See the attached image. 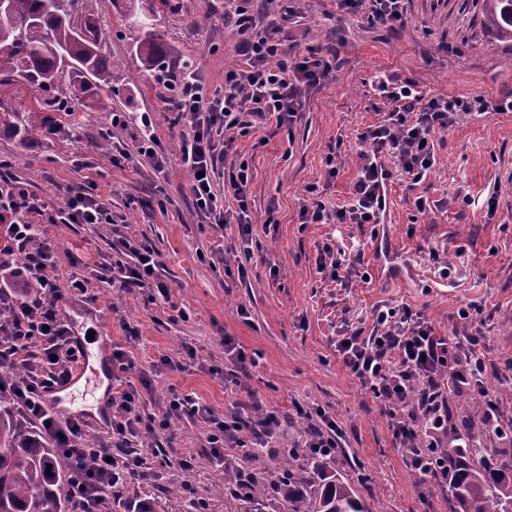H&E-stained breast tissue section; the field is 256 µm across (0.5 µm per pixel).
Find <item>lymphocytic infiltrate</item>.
Listing matches in <instances>:
<instances>
[{
	"instance_id": "f902f5d3",
	"label": "lymphocytic infiltrate",
	"mask_w": 512,
	"mask_h": 512,
	"mask_svg": "<svg viewBox=\"0 0 512 512\" xmlns=\"http://www.w3.org/2000/svg\"><path fill=\"white\" fill-rule=\"evenodd\" d=\"M279 21L258 28L253 15L240 9L233 23L240 37V58L224 71V85L207 91L197 72L186 71L166 80L164 106L185 119L182 161L192 174L190 192L198 214L214 224H235L244 242H252L248 221L247 165L224 174L225 153L233 134L245 135L275 120L277 128L297 122L304 93L321 85L332 66L316 51L289 57L281 35L294 15L288 0H277ZM346 14L368 9L371 22L389 28L403 21V0H336ZM376 90L391 109L384 121L362 134V163L352 187L350 202L328 213L318 196L303 202L305 222L321 224H377L385 204V187L391 176L386 157L396 158L401 170L421 181L435 164L434 138L453 127L461 116L484 112L478 96L423 98L410 80L376 77ZM143 142L136 151L116 147L114 165L137 160L162 171L164 156L150 131L149 113H141ZM95 182L86 181L65 190L59 211L17 184L0 185V366L20 368L21 380L0 379V394L7 396L25 423L27 437L51 441L71 462L73 512H102V506L123 475L146 472L147 461L130 444L141 431L144 417L138 393L118 390L112 399L114 413L108 421L111 444L92 445L78 419L59 420L46 403L51 386L69 376L78 362L71 330L59 317L56 304V262L50 243L38 241L43 221L61 214L68 224H108L111 212L100 203ZM116 259L105 265L111 279L122 285H145L158 267L152 246L117 231L112 237ZM24 263L14 266L15 252ZM460 328L449 336L435 335L421 313L408 307L376 309L370 330L344 333L336 342L342 362L361 385L380 399L390 417L397 447L420 478L446 481L448 460L444 448H463L467 441L448 431L449 401L456 393L481 392L490 366L479 351L480 335L473 332L471 316L459 319ZM41 350L32 353V339ZM171 411L201 416L209 425L208 444L213 456L232 448H264L282 428L280 416L254 405L247 416L220 419L191 396L170 403ZM309 423L306 448L316 456L335 458L344 432L318 409H300Z\"/></svg>"
}]
</instances>
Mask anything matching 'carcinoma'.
I'll list each match as a JSON object with an SVG mask.
<instances>
[{
	"mask_svg": "<svg viewBox=\"0 0 512 512\" xmlns=\"http://www.w3.org/2000/svg\"><path fill=\"white\" fill-rule=\"evenodd\" d=\"M484 20L501 37L512 41V0H482ZM150 25L130 27L143 32L137 41L143 77L160 81L167 76V49ZM102 34L86 0H8L0 15V131L21 145L36 135L58 131L48 121L31 123L24 113L3 106L22 85L35 92L36 108L61 112L71 103L107 105L112 100L114 63L102 54ZM0 512H70L68 485L72 469L55 448L28 443L8 407L0 409ZM448 489L454 512H512V464L487 467L484 435L472 448H449ZM471 463L457 462L459 456ZM247 457L246 490L237 496L245 512H367L350 479L328 472L321 458L297 451L281 455L277 470Z\"/></svg>",
	"mask_w": 512,
	"mask_h": 512,
	"instance_id": "1",
	"label": "carcinoma"
}]
</instances>
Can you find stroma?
Returning <instances> with one entry per match:
<instances>
[{
  "mask_svg": "<svg viewBox=\"0 0 512 512\" xmlns=\"http://www.w3.org/2000/svg\"><path fill=\"white\" fill-rule=\"evenodd\" d=\"M402 26L371 24L364 14L345 15L336 0H295V18L284 33L289 55L322 52L333 69L306 94L293 129L274 124L237 137L225 166L247 164L248 214L253 242L235 224L217 226L196 213L191 174L181 161L176 113L163 108L162 84L141 79L137 33L124 18L126 0H92L105 33L104 55L112 71V109L86 108L81 121L52 113L62 133L41 135L28 146L0 132V180H14L51 205L66 186L90 179L113 217L128 233L161 254L158 275L169 289L122 287L93 278L92 269L112 254L113 225H43L41 236L56 250L60 282L90 279L92 300L64 294L63 320L87 336L91 352L122 350L134 362L115 372L113 388H133L147 413L168 415V430L145 431L142 448L161 447L190 459L191 469L152 465L145 478L124 484L120 502L106 512H126L146 500L164 512L167 492L183 501L206 498L208 512H244L224 496L223 462L207 446L209 427L168 413L170 400L189 395L225 418L260 402L283 420L270 445L303 440L307 424L297 407L318 408L344 432L333 465L352 479L368 512H449L448 486L420 480L397 448L381 404L343 365L336 341L345 327L370 328L372 310L406 305L420 312L437 335L451 334L460 307L471 304L482 334L481 351L494 366L484 389L512 417V41L488 27L479 0H405ZM244 7L260 24L274 20L266 0H172L160 6L156 30L170 64L194 60L207 90L224 84V71L239 59V37L225 13ZM414 80L425 97L476 94L485 114L465 117L434 139L435 165L413 182L394 174L383 222L396 252L411 269L376 271L370 225L306 224L303 191L316 186L327 207L346 205L357 175L359 137L378 125L388 105L372 88L376 75ZM124 122L112 123L113 113ZM153 115L154 132L168 162L163 172L111 163V148L134 149L137 115ZM497 195L495 210L486 200ZM165 200L147 208L145 200ZM333 243L363 253L362 274L346 284L319 273L322 248ZM455 263L451 279L434 274L436 259ZM232 338L244 362L224 353Z\"/></svg>",
  "mask_w": 512,
  "mask_h": 512,
  "instance_id": "1",
  "label": "stroma"
}]
</instances>
